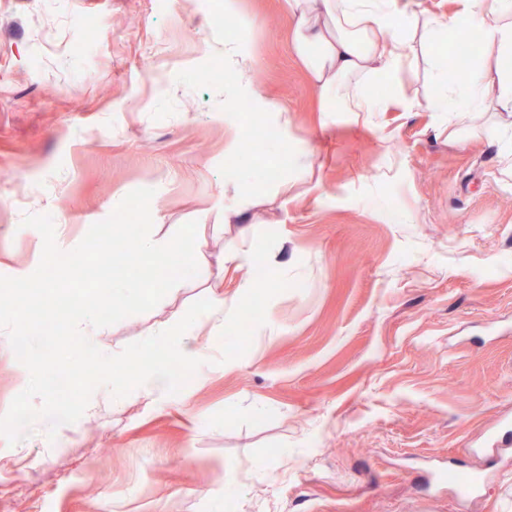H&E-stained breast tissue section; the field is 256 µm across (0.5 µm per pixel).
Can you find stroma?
Instances as JSON below:
<instances>
[{
    "label": "stroma",
    "instance_id": "1",
    "mask_svg": "<svg viewBox=\"0 0 512 512\" xmlns=\"http://www.w3.org/2000/svg\"><path fill=\"white\" fill-rule=\"evenodd\" d=\"M228 16L264 106L216 77ZM292 35L284 0H0V276L35 269L36 239L79 243L151 188L153 224L206 213L203 259L153 309L103 327L104 354L205 319L214 285L239 302L217 258L261 232L278 233L269 263L296 283L241 358L221 362L206 330L179 393L122 404L103 386L99 413L55 436L0 437L11 512H512L503 145L484 117L455 139L423 109L323 111ZM451 467L481 491L449 483Z\"/></svg>",
    "mask_w": 512,
    "mask_h": 512
}]
</instances>
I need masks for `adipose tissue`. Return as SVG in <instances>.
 Returning <instances> with one entry per match:
<instances>
[{"label":"adipose tissue","instance_id":"1","mask_svg":"<svg viewBox=\"0 0 512 512\" xmlns=\"http://www.w3.org/2000/svg\"><path fill=\"white\" fill-rule=\"evenodd\" d=\"M295 22V51L328 112H385L424 109L465 121L473 115H498L496 129L504 153L512 159V69L502 58L512 56V0H457L448 12L422 0H287ZM478 32L482 57L456 78L448 65L432 59L433 90L423 99L405 92L380 99L370 85L397 81L413 68L428 44L456 45L460 35Z\"/></svg>","mask_w":512,"mask_h":512}]
</instances>
